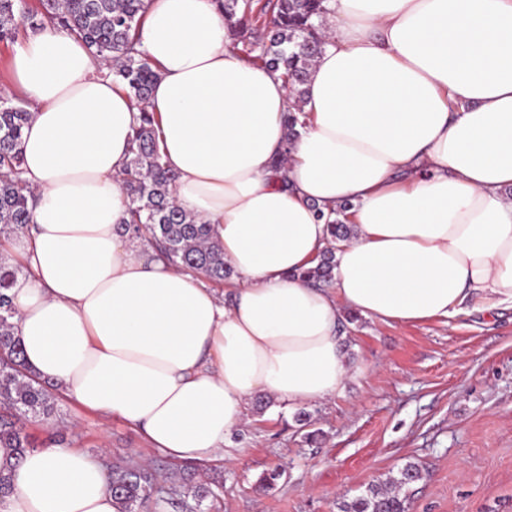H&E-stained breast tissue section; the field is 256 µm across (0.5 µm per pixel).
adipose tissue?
<instances>
[{"mask_svg": "<svg viewBox=\"0 0 512 512\" xmlns=\"http://www.w3.org/2000/svg\"><path fill=\"white\" fill-rule=\"evenodd\" d=\"M327 43L287 141L283 80L233 48L217 0H149L148 103L177 204L210 224L224 291L158 262L123 226L138 109L75 35L15 48L31 228L0 238L27 364L175 461L223 459L262 394L301 407L348 373L344 312L448 319L512 307V0H326ZM286 156L284 182L271 171ZM352 202L332 284L302 280ZM0 512H118L103 464L36 449ZM353 205L351 203L341 204L334 213L336 217L331 219L330 214L328 216L327 224L330 237L332 242H343L349 239L352 233V225L346 224L345 219L347 218V212L351 210Z\"/></svg>", "mask_w": 512, "mask_h": 512, "instance_id": "obj_1", "label": "adipose tissue"}]
</instances>
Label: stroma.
Wrapping results in <instances>:
<instances>
[{
	"label": "stroma",
	"mask_w": 512,
	"mask_h": 512,
	"mask_svg": "<svg viewBox=\"0 0 512 512\" xmlns=\"http://www.w3.org/2000/svg\"><path fill=\"white\" fill-rule=\"evenodd\" d=\"M344 352L353 370L336 394L306 405L317 443L295 412L272 402L224 441L222 512H339L368 485L418 464L409 512H512V308L448 322L386 324L356 316ZM56 434L110 464L122 457L164 471L177 464L128 423L59 402ZM281 473L275 486L259 476Z\"/></svg>",
	"instance_id": "35a3bbf8"
}]
</instances>
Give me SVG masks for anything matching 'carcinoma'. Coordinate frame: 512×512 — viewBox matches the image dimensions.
<instances>
[{
    "mask_svg": "<svg viewBox=\"0 0 512 512\" xmlns=\"http://www.w3.org/2000/svg\"><path fill=\"white\" fill-rule=\"evenodd\" d=\"M228 37L247 44L254 62L283 79L292 99L286 117L288 144L305 127L302 104L306 84L326 44L324 0H219ZM31 12L26 0H0V42H16L22 30L35 33L57 26L82 39L95 57L112 65L139 109L131 156L121 173L127 197L125 231L147 241L153 251L178 267L222 284L234 277L224 262V248L211 226L174 200L176 175L162 163L155 113L148 111L157 71L141 50L138 31L145 0H41ZM21 103L0 99V233H16L30 224L34 192L22 177L19 149L23 128L31 119ZM352 204L344 203L328 219L332 241L349 239L345 223ZM336 267V246L318 264L302 272L314 282L329 283ZM16 271L0 268V499L12 489V477L24 454L44 448L27 425H49L56 418L57 390L24 362L14 336V311L8 289ZM178 484L144 465L120 460L109 467V488L119 512H217L223 481L217 470L181 468ZM422 479L419 465L409 462L398 476L371 484L364 494L339 504L340 512H408L412 487Z\"/></svg>",
    "mask_w": 512,
    "mask_h": 512,
    "instance_id": "obj_1",
    "label": "carcinoma"
}]
</instances>
